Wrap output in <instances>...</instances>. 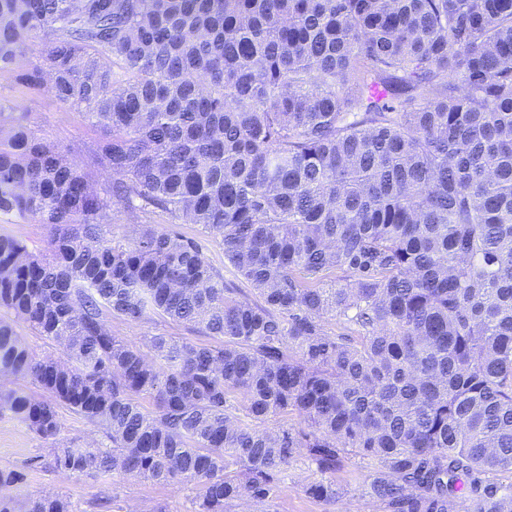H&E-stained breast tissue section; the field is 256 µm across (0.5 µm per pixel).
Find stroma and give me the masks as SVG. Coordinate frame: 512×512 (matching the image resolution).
Returning <instances> with one entry per match:
<instances>
[{"label": "stroma", "mask_w": 512, "mask_h": 512, "mask_svg": "<svg viewBox=\"0 0 512 512\" xmlns=\"http://www.w3.org/2000/svg\"><path fill=\"white\" fill-rule=\"evenodd\" d=\"M17 106L37 136L64 147L76 148L75 159L84 162L79 148L97 140L98 135L87 126L82 114L70 111L45 91L25 89L16 85L5 73L0 74V104ZM109 323L115 336L125 340L164 333L192 344L208 343L209 338L196 329L155 317L149 323H131L118 317ZM46 441L39 438L19 416L0 411V468L18 469L25 479L10 490L19 505L54 491L66 497L74 512H154L165 506L167 512H195L197 491L193 485L161 483L123 474L96 478L66 476L44 468L41 458ZM369 474L366 461L347 460L336 475L344 488L342 498L326 504L309 498L304 487L317 477L314 465L306 456H298L279 484L275 507L277 512H383L367 504L364 481ZM107 507H100V499Z\"/></svg>", "instance_id": "35a3bbf8"}]
</instances>
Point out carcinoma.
I'll list each match as a JSON object with an SVG mask.
<instances>
[{"mask_svg":"<svg viewBox=\"0 0 512 512\" xmlns=\"http://www.w3.org/2000/svg\"><path fill=\"white\" fill-rule=\"evenodd\" d=\"M33 37L17 83L100 132L80 166L0 107V216L47 231L42 253L0 236V306L57 347L0 320V374L48 393L0 409L47 468L268 512L301 453L329 504L359 457L384 512H512V0H0V72ZM109 315L220 343L119 339ZM62 406L104 441L60 439ZM182 225L183 226L179 228L182 233L189 234L190 236H194L202 241L207 261L224 275V280L232 283L235 288H242L254 297V294H252L253 292L250 290L251 287L236 275L235 271L227 261H224V252L220 246L213 242L211 238L203 232L200 226L195 224ZM0 318L11 319L14 321L15 328L18 334L21 336L22 342L32 356L39 358L49 352L55 351L54 345L48 339L39 335L27 324L15 319L14 316L11 315L10 312L3 307H0Z\"/></svg>","mask_w":512,"mask_h":512,"instance_id":"carcinoma-1","label":"carcinoma"}]
</instances>
